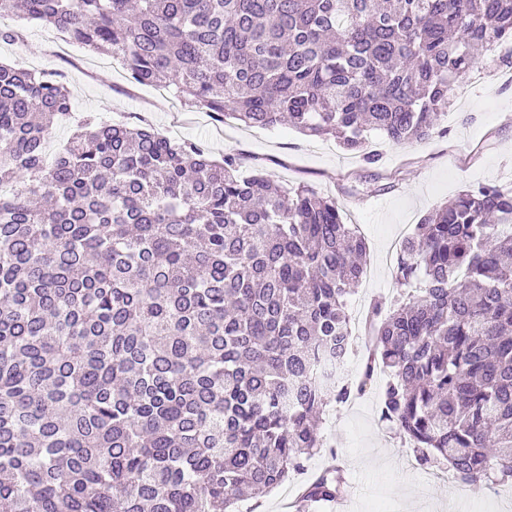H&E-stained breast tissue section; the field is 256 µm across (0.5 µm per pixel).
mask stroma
I'll list each match as a JSON object with an SVG mask.
<instances>
[{"instance_id":"stroma-1","label":"stroma","mask_w":512,"mask_h":512,"mask_svg":"<svg viewBox=\"0 0 512 512\" xmlns=\"http://www.w3.org/2000/svg\"><path fill=\"white\" fill-rule=\"evenodd\" d=\"M18 41L0 42V63L63 76L72 107L58 120L46 145L54 156L87 118L140 125L148 121L176 141L200 144L213 158L235 153L243 173L262 169L274 180L304 184L342 206L347 223L361 225L373 268L355 293L352 319L363 323L371 299L399 292L392 267L381 259L404 230L454 197L483 183L512 187V68L493 64L494 50L482 52L479 80L465 79L464 91L448 108L442 133L412 147L372 135L368 147L379 161L364 165L335 140L308 137L288 125L248 128L216 121L191 108L175 89L131 82L119 59L89 50L38 21L13 18ZM385 375L351 403L330 409L320 431L324 446L303 471L266 496L239 502V512H284L299 489L324 468L339 465L355 512H512V487L496 491L433 477L413 451L379 419L378 392Z\"/></svg>"}]
</instances>
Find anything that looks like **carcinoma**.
<instances>
[{
  "label": "carcinoma",
  "instance_id": "cac0c4a2",
  "mask_svg": "<svg viewBox=\"0 0 512 512\" xmlns=\"http://www.w3.org/2000/svg\"><path fill=\"white\" fill-rule=\"evenodd\" d=\"M176 88L216 120L436 133L512 0H0ZM64 83L0 64V502L13 512H235L320 452L317 420L377 371L380 420L427 468L512 483V188L426 213L372 354L336 376L367 245L336 199L150 125L88 120L50 163ZM339 468L296 512L344 494Z\"/></svg>",
  "mask_w": 512,
  "mask_h": 512
}]
</instances>
